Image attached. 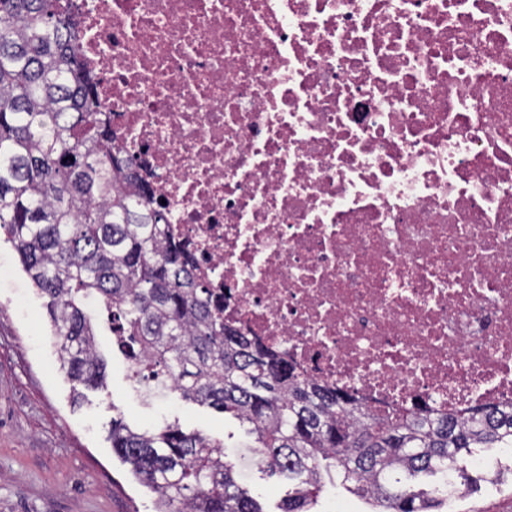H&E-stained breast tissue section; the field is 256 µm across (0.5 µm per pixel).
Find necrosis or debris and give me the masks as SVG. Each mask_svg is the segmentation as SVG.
Here are the masks:
<instances>
[{
	"label": "necrosis or debris",
	"mask_w": 512,
	"mask_h": 512,
	"mask_svg": "<svg viewBox=\"0 0 512 512\" xmlns=\"http://www.w3.org/2000/svg\"><path fill=\"white\" fill-rule=\"evenodd\" d=\"M224 320L384 413L512 401V0H73Z\"/></svg>",
	"instance_id": "1"
}]
</instances>
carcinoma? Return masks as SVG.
I'll return each instance as SVG.
<instances>
[{"mask_svg": "<svg viewBox=\"0 0 512 512\" xmlns=\"http://www.w3.org/2000/svg\"><path fill=\"white\" fill-rule=\"evenodd\" d=\"M83 58L70 0H0V237L44 299L72 382L104 386L106 318L135 381L249 425L266 472L296 481L280 512H314L323 472L379 512H433L441 486L472 480V449L512 448V404L378 414L225 324L135 157L114 147ZM112 451L156 494L155 512H264L198 431L118 418Z\"/></svg>", "mask_w": 512, "mask_h": 512, "instance_id": "1", "label": "carcinoma"}]
</instances>
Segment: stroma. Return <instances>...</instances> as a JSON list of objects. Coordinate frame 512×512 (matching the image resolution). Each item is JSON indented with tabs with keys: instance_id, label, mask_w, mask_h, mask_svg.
Masks as SVG:
<instances>
[{
	"instance_id": "stroma-1",
	"label": "stroma",
	"mask_w": 512,
	"mask_h": 512,
	"mask_svg": "<svg viewBox=\"0 0 512 512\" xmlns=\"http://www.w3.org/2000/svg\"><path fill=\"white\" fill-rule=\"evenodd\" d=\"M96 342L105 385L73 401L42 301L15 251L0 242V512H154V493L112 452L109 429L118 415L142 428L177 423L223 443L242 484L265 512H279L289 483L266 476L245 427L177 394L136 387L107 327H99ZM473 457L501 460L504 470L494 478L474 469L455 510L498 512L512 500V453L479 448Z\"/></svg>"
}]
</instances>
